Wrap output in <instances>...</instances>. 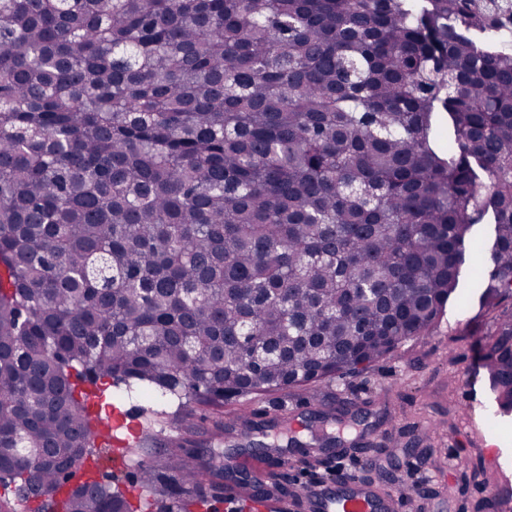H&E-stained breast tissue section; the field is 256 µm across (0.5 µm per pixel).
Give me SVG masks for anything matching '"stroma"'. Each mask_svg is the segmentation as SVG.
Masks as SVG:
<instances>
[{"label": "stroma", "mask_w": 512, "mask_h": 512, "mask_svg": "<svg viewBox=\"0 0 512 512\" xmlns=\"http://www.w3.org/2000/svg\"><path fill=\"white\" fill-rule=\"evenodd\" d=\"M481 282L477 259L466 254L459 283L466 306L448 305L430 335L366 372L236 398L220 416L199 410L185 421L172 412L163 421L191 453L214 451L224 464L254 442L283 448L297 435L310 454L254 477L288 495L335 487L342 471L386 494L412 490L414 512L512 504V415L494 416L483 368L495 316L512 311V298L496 311L482 308Z\"/></svg>", "instance_id": "35a3bbf8"}]
</instances>
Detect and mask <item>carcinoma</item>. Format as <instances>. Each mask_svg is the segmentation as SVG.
Masks as SVG:
<instances>
[{"instance_id": "obj_1", "label": "carcinoma", "mask_w": 512, "mask_h": 512, "mask_svg": "<svg viewBox=\"0 0 512 512\" xmlns=\"http://www.w3.org/2000/svg\"><path fill=\"white\" fill-rule=\"evenodd\" d=\"M493 224L489 249L471 238ZM512 297V0H0V512H210L179 440L139 504L111 412L363 372L465 244ZM512 410V314L483 356Z\"/></svg>"}]
</instances>
